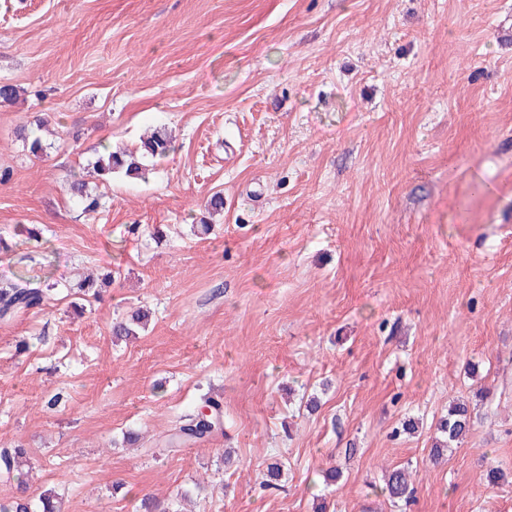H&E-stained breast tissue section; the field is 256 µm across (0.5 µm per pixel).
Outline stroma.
<instances>
[{
	"label": "stroma",
	"mask_w": 512,
	"mask_h": 512,
	"mask_svg": "<svg viewBox=\"0 0 512 512\" xmlns=\"http://www.w3.org/2000/svg\"><path fill=\"white\" fill-rule=\"evenodd\" d=\"M0 83V282L56 286L0 320V449L29 450L0 500L512 512V0H0ZM155 127L175 148L146 180L70 198ZM207 397L223 431L156 454ZM458 398L473 427L432 463ZM70 194L77 198L85 211H95L100 207V202L97 196L92 195L89 190L88 182L82 178L74 176L73 180L69 183ZM381 491L393 503L403 501L407 504L413 495V489L410 487L404 469H395L389 472L384 479Z\"/></svg>",
	"instance_id": "35a3bbf8"
}]
</instances>
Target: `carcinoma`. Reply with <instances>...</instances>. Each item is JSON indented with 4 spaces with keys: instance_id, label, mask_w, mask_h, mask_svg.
<instances>
[{
    "instance_id": "1",
    "label": "carcinoma",
    "mask_w": 512,
    "mask_h": 512,
    "mask_svg": "<svg viewBox=\"0 0 512 512\" xmlns=\"http://www.w3.org/2000/svg\"><path fill=\"white\" fill-rule=\"evenodd\" d=\"M173 150L172 141L162 131H155L142 140L139 152H129L120 146L106 149L92 163L93 172L99 177H110L114 173H122L129 179L146 180L148 172L146 161L162 158ZM70 194L77 198L85 211H95L100 207L97 196L89 190L88 182L82 178H73L69 183ZM46 299L42 288L30 287L28 279L21 277L19 282L0 289V316L14 317L31 308L40 306ZM147 315L141 310L134 311L125 321H118L112 326V334L117 337L136 335V328L145 324ZM206 407L211 413L203 415L199 412L181 420L162 440L167 448H173L186 442L200 443L206 441L221 429L222 411L219 403L208 401ZM472 427V417L465 403H456L448 409V416L439 421L437 430L440 437L436 438L430 452L432 460L439 459L443 449L458 444L466 437ZM25 449L17 445L13 448L0 450V470L12 473L22 463ZM382 493L392 502H410L413 489L407 479L405 470L395 469L384 479Z\"/></svg>"
}]
</instances>
